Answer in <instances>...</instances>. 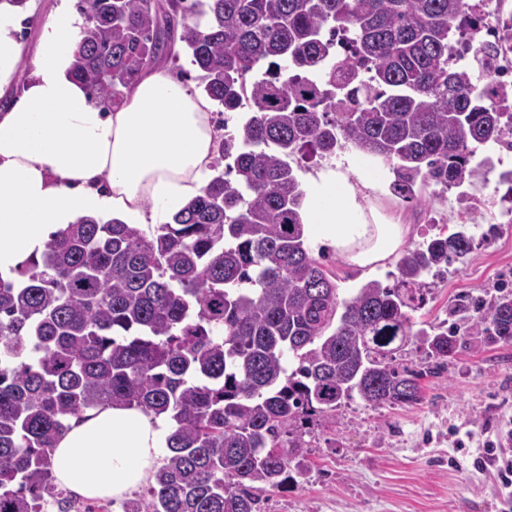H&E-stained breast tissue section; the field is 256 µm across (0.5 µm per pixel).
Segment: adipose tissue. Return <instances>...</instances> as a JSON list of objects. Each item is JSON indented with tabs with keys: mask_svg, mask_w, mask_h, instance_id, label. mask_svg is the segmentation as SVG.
I'll list each match as a JSON object with an SVG mask.
<instances>
[{
	"mask_svg": "<svg viewBox=\"0 0 512 512\" xmlns=\"http://www.w3.org/2000/svg\"><path fill=\"white\" fill-rule=\"evenodd\" d=\"M23 22L0 5V92L15 79ZM83 27L71 0H61L36 45L30 81L0 112V279L6 281L79 218L163 224L213 178L217 132L207 99L155 69L139 77L120 107L102 111L71 75ZM350 166L309 179L305 236L353 265L375 267L399 254L410 227L369 204L367 190L384 177L380 162L357 156ZM170 430L166 417L134 407L88 409L56 443L55 481L87 498H125L155 470Z\"/></svg>",
	"mask_w": 512,
	"mask_h": 512,
	"instance_id": "ef3b65f1",
	"label": "adipose tissue"
}]
</instances>
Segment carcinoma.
<instances>
[{"mask_svg": "<svg viewBox=\"0 0 512 512\" xmlns=\"http://www.w3.org/2000/svg\"><path fill=\"white\" fill-rule=\"evenodd\" d=\"M72 68L120 106L139 76L185 52L203 92L252 113L224 136L233 159L171 222L82 217L0 279V512H72L52 474L71 418L122 404L174 422L145 495L124 512H265L263 493L306 475L308 423L355 398L423 400L469 334L512 342V290L458 301L468 330L413 332L423 276L470 254L462 229L406 249L396 281L349 298L305 244L289 158L352 145L381 159L392 193L486 180L512 112L448 65L473 28L470 0H78ZM183 27L180 49L174 32ZM425 337L427 363H402Z\"/></svg>", "mask_w": 512, "mask_h": 512, "instance_id": "carcinoma-1", "label": "carcinoma"}]
</instances>
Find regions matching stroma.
Masks as SVG:
<instances>
[{
    "mask_svg": "<svg viewBox=\"0 0 512 512\" xmlns=\"http://www.w3.org/2000/svg\"><path fill=\"white\" fill-rule=\"evenodd\" d=\"M495 170L472 189L476 207L466 225L481 234L498 221L495 237L452 264L442 278H428L426 305L413 314L415 329L450 325L460 296L489 299L512 285V218L498 174L512 169V151L492 155ZM419 207L391 190L372 194L383 216L410 224L407 247L452 233L460 224L454 192L426 195ZM334 277L340 297L371 280L386 281L395 261L369 270L351 266L335 252L312 247ZM423 402L373 408L346 403L313 433L308 473L288 488L265 494V512H500L503 497L491 470L473 465L488 436L512 418V343L488 346L469 337L448 360L441 377L423 380Z\"/></svg>",
    "mask_w": 512,
    "mask_h": 512,
    "instance_id": "obj_1",
    "label": "stroma"
}]
</instances>
